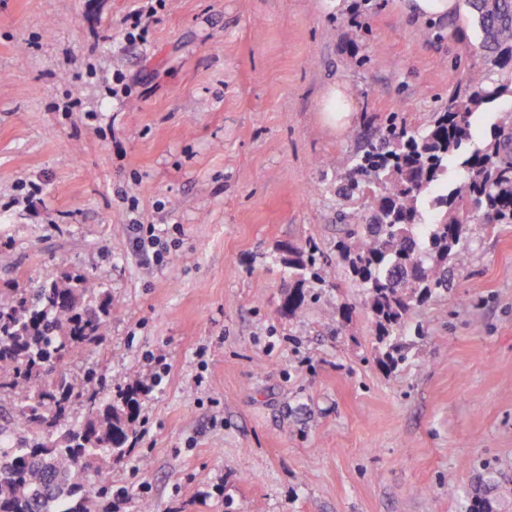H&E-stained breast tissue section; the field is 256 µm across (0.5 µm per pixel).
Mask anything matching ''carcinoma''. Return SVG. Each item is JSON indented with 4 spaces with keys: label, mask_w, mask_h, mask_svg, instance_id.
<instances>
[{
    "label": "carcinoma",
    "mask_w": 512,
    "mask_h": 512,
    "mask_svg": "<svg viewBox=\"0 0 512 512\" xmlns=\"http://www.w3.org/2000/svg\"><path fill=\"white\" fill-rule=\"evenodd\" d=\"M466 2L479 42L443 110L421 130L393 118L380 125L347 159L336 186L360 203L343 216L336 253L367 292L382 364L393 369L407 360L397 337L424 335L422 325H409L412 289L396 274L411 266L424 276V296L446 294L450 269L469 243L464 225L512 224V106L479 147L466 150L474 117L512 100V0ZM451 163L457 178L450 184ZM440 187V211L419 239L426 192ZM327 263L315 243L290 246L283 258L298 284L317 288L326 284ZM305 298L295 288L284 308L293 315ZM110 316L112 294L82 273L17 280L0 292V392L12 397L22 427L13 447H0V512H44L47 499L65 501L66 512H97L96 498L110 495L87 472L125 458L137 437L138 392L120 391L115 404L99 398L107 384L95 368L71 373L78 357L105 343ZM76 404L85 408L80 421L71 417Z\"/></svg>",
    "instance_id": "1"
}]
</instances>
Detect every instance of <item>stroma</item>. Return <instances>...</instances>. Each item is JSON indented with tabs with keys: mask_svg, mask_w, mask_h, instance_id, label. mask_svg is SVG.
Segmentation results:
<instances>
[{
	"mask_svg": "<svg viewBox=\"0 0 512 512\" xmlns=\"http://www.w3.org/2000/svg\"><path fill=\"white\" fill-rule=\"evenodd\" d=\"M403 2L166 0L129 45L135 0H0V289L90 274L116 310L75 371L98 365L114 397L168 367L141 439L94 474L107 512H512V224L466 226L452 288L415 302L426 334L391 370L336 260L337 160L387 117L426 128L477 40L464 0L438 18ZM334 86L354 109L338 129ZM69 92L80 111H56ZM30 182L41 201L15 204ZM133 201L178 225L166 266L132 256ZM312 241L330 285L290 315L282 259Z\"/></svg>",
	"mask_w": 512,
	"mask_h": 512,
	"instance_id": "35a3bbf8",
	"label": "stroma"
}]
</instances>
